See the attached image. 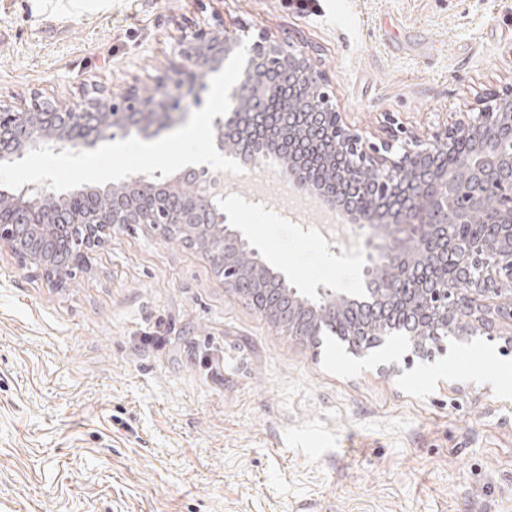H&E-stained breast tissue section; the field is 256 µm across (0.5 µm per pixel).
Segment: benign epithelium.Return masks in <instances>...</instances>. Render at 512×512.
Listing matches in <instances>:
<instances>
[{
    "mask_svg": "<svg viewBox=\"0 0 512 512\" xmlns=\"http://www.w3.org/2000/svg\"><path fill=\"white\" fill-rule=\"evenodd\" d=\"M240 44L237 33L224 27L194 24L181 31L180 61L171 63L174 77L157 83L149 95L134 88L121 97L99 92L78 104L34 93L21 107L0 106V162L20 159L47 143L58 151L81 152L118 132L146 134L153 126L170 127L175 119L169 107L181 105L177 90L221 68ZM243 98L253 103L249 113L239 110ZM272 98L278 102L275 114L268 111ZM105 113L112 115L108 124L102 122ZM214 127L218 151H227L244 167L277 161L295 191L316 193L328 207L336 206V194L311 179L297 157L305 138L326 147L331 161L341 158L347 173L372 170L383 195L406 198V207L388 224L381 223L380 212L360 203L339 207L342 219L363 241L366 288L358 294L319 289L329 301L309 318L302 316L306 305L297 289L284 288L283 275L264 264L253 271L260 285L257 293L279 294L278 322L287 335L305 343L322 335L325 326L341 324L345 335L360 336L373 323L385 336H484L512 349V301H504L500 293V284L512 281V252L503 258L458 229L481 210L484 223L504 224L512 231V97L498 92L479 111L423 137L404 136L387 113L379 133L369 137L336 110L335 89L312 54L262 30L231 94L230 109L216 118ZM456 167L469 172V181L454 179ZM46 191L47 186L35 183L0 190V248L35 267L50 286L58 288L66 280L54 271L58 263L83 269L106 244L112 227L150 224L186 229L206 239L204 255L214 275L226 290L239 293L233 257L248 242L224 214V173L200 166L157 179L132 176L119 186L65 193L63 205L53 209L43 202ZM73 224L87 228L77 251L69 236ZM209 224L225 225L224 237L211 238ZM423 224L432 225L437 247L414 267L409 255L419 252ZM30 232L42 237L18 252L16 243ZM450 262L456 265L455 275L471 270L478 276L476 287L463 296L424 271L428 264ZM432 357L431 346L413 341L405 363Z\"/></svg>",
    "mask_w": 512,
    "mask_h": 512,
    "instance_id": "benign-epithelium-1",
    "label": "benign epithelium"
}]
</instances>
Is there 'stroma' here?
I'll return each mask as SVG.
<instances>
[{
    "label": "stroma",
    "mask_w": 512,
    "mask_h": 512,
    "mask_svg": "<svg viewBox=\"0 0 512 512\" xmlns=\"http://www.w3.org/2000/svg\"><path fill=\"white\" fill-rule=\"evenodd\" d=\"M193 23L312 47L368 132L512 86V0H0V103L152 89ZM290 191L228 173L224 211L297 288H361L362 250L315 239ZM406 349L314 354L144 224L61 288L0 251V512H512V353Z\"/></svg>",
    "instance_id": "1"
}]
</instances>
